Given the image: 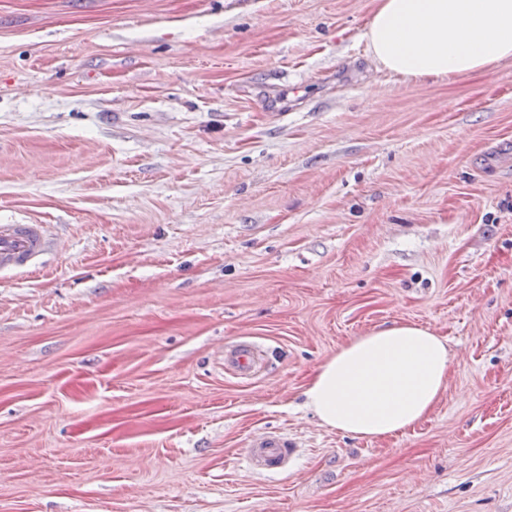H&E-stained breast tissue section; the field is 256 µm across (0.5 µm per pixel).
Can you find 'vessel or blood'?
<instances>
[{
  "label": "vessel or blood",
  "mask_w": 512,
  "mask_h": 512,
  "mask_svg": "<svg viewBox=\"0 0 512 512\" xmlns=\"http://www.w3.org/2000/svg\"><path fill=\"white\" fill-rule=\"evenodd\" d=\"M53 247L54 239L47 225L0 224V274L40 269L45 255ZM264 362V348L255 342H245L226 357L225 368L237 378L248 379L262 368ZM294 454V445L287 437L264 431L249 437L245 459L254 470L271 472L283 470Z\"/></svg>",
  "instance_id": "b4317fda"
}]
</instances>
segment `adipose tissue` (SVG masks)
<instances>
[{
    "mask_svg": "<svg viewBox=\"0 0 512 512\" xmlns=\"http://www.w3.org/2000/svg\"><path fill=\"white\" fill-rule=\"evenodd\" d=\"M374 61L406 80H457L512 59V0H375ZM445 338L412 322L355 337L311 374L304 395L325 426L361 439L407 432L448 384Z\"/></svg>",
    "mask_w": 512,
    "mask_h": 512,
    "instance_id": "1",
    "label": "adipose tissue"
}]
</instances>
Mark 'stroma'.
Listing matches in <instances>:
<instances>
[{"label": "stroma", "instance_id": "1", "mask_svg": "<svg viewBox=\"0 0 512 512\" xmlns=\"http://www.w3.org/2000/svg\"><path fill=\"white\" fill-rule=\"evenodd\" d=\"M373 9L0 0V222L64 244L0 277V512H512V60L404 80ZM394 321L448 340L436 407L321 425L310 374ZM265 350L256 342H244L225 355V369L240 379L254 376L265 362ZM295 454L293 443L280 433L264 431L251 435L245 450L247 463L257 471H282Z\"/></svg>", "mask_w": 512, "mask_h": 512}]
</instances>
